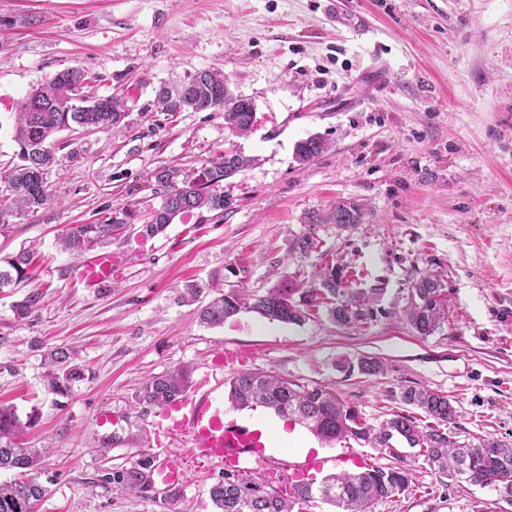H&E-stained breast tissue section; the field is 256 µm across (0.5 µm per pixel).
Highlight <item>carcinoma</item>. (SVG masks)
<instances>
[{
	"instance_id": "obj_1",
	"label": "carcinoma",
	"mask_w": 512,
	"mask_h": 512,
	"mask_svg": "<svg viewBox=\"0 0 512 512\" xmlns=\"http://www.w3.org/2000/svg\"><path fill=\"white\" fill-rule=\"evenodd\" d=\"M97 77L83 66L66 68L48 84L32 89L21 102L16 117L14 141L19 147L20 164L0 175V231L11 219L34 215L50 200L46 171L56 163L52 149L54 136L71 129L75 123L100 129L119 131L127 110L123 98L99 97L94 93ZM157 103L163 112L224 111V123L234 135L251 129L253 116L238 97H233L223 74L205 70L175 88H163ZM329 149L318 136H310L296 144L299 162L310 163ZM251 158L225 152L188 172L163 168L156 172L162 202L158 209L142 219L139 232L153 237L168 224L193 210H224V180L245 170ZM365 207L351 201H338L329 220L346 227L362 223ZM139 219L134 211H125L123 218L112 216L97 224H71L62 234V247L76 255L106 242L118 231ZM35 253L27 250L0 258V292L19 288L32 278ZM344 269L324 266L319 283L305 290V299L297 304L292 294L299 283L289 279L286 284L263 293L230 289L209 302L200 313L201 322L209 327L243 310H250L272 321L302 325L316 308H326L329 319L340 326L367 325L376 316V302L381 289L367 294L348 287ZM407 324L420 336L432 335L448 318V296L443 282L430 272L422 273L412 284L404 308ZM48 373L52 391L66 394L71 385L84 378L85 368L75 362V353L59 348L51 353ZM384 362L375 356L344 357L336 368L348 375L374 376L384 370ZM190 386V373L184 367L148 378L136 393V400L154 407L175 401ZM232 406H261L277 415L304 425L327 445L362 441L380 452L399 456L396 444L418 449V455L452 479L473 486L490 488L498 500L512 505V443L476 438L458 440L459 411L447 396L429 388L404 385L399 400L420 411L419 415L397 412L373 425L359 411L344 402L328 386L307 387L266 372H244L230 382L228 394ZM15 409L0 405V470H18L20 478L0 483V512H32L35 502L44 494L37 480L41 453L21 448L14 438L22 431ZM152 462L143 458L132 467L112 474V482L121 489L137 494L151 487ZM412 476L399 471L373 466L354 472L325 476L319 483L302 482L289 488L254 472L243 476L241 471L224 475L212 485L210 496L219 512H304L299 507L314 499L326 501L338 512H371L378 501L388 499L410 487Z\"/></svg>"
}]
</instances>
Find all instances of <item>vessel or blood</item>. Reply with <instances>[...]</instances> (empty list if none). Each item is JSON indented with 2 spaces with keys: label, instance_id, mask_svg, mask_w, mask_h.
Listing matches in <instances>:
<instances>
[{
  "label": "vessel or blood",
  "instance_id": "obj_1",
  "mask_svg": "<svg viewBox=\"0 0 512 512\" xmlns=\"http://www.w3.org/2000/svg\"><path fill=\"white\" fill-rule=\"evenodd\" d=\"M326 11L337 30H349L363 39L373 34L369 21L341 10L338 0H326ZM362 73L369 80L372 90H380L390 80L386 61L372 56ZM117 255L109 251L85 255L76 271L89 287L101 288L112 281V268L118 264ZM165 434L188 443L194 463L202 467L230 465L241 468L254 456L260 445V432L246 425L224 420V408L207 395L189 391L173 404L160 411ZM154 486L166 491L179 490L185 482L186 471L181 463L171 458L157 461L152 467Z\"/></svg>",
  "mask_w": 512,
  "mask_h": 512
}]
</instances>
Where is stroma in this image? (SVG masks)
Returning a JSON list of instances; mask_svg holds the SVG:
<instances>
[{
	"label": "stroma",
	"mask_w": 512,
	"mask_h": 512,
	"mask_svg": "<svg viewBox=\"0 0 512 512\" xmlns=\"http://www.w3.org/2000/svg\"><path fill=\"white\" fill-rule=\"evenodd\" d=\"M340 2L369 20L373 40L336 32L323 0H0V170L19 162L18 102L65 68L89 67L99 95L131 105L122 131L58 133L49 204L0 232V257L39 256L26 288L0 293V405L36 415L18 441L45 451L35 512H216L218 469L185 462L158 409L135 400L145 377L182 365L228 418H276L228 406L243 372L333 387L371 424L403 410L397 395L415 383L448 395L465 432L512 442V0ZM375 54L392 80L373 98L359 74ZM203 69L252 102L248 135L233 136L220 111L158 109L160 87ZM312 135L330 148L299 163L295 145ZM226 151L254 163L225 180L223 211L175 218L151 238L126 228L106 244L121 258L111 284L85 287L78 256L58 244L68 225L159 207L158 169ZM339 200L365 204L364 222H327ZM305 236L316 248L295 249ZM328 263L382 289L375 321L339 326L322 310L301 325L245 311L214 328L199 321L219 292L291 277L306 288ZM426 270L443 280L448 320L421 337L399 314ZM191 282L203 287L194 301L183 297ZM29 291L43 299L22 319L15 305ZM62 346L87 369L66 396L47 384V354ZM221 350L236 353L233 366L214 364ZM359 354L385 372L337 370ZM104 409L116 426L97 425ZM363 453L414 477L372 512H502L492 489L441 475L413 450ZM163 454L185 463L176 493L113 490L108 474Z\"/></svg>",
	"instance_id": "1"
}]
</instances>
